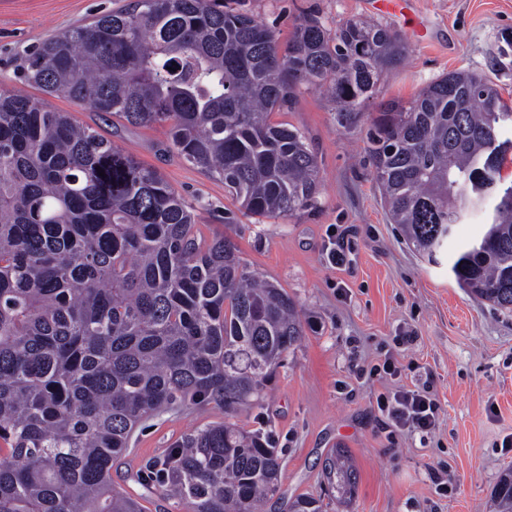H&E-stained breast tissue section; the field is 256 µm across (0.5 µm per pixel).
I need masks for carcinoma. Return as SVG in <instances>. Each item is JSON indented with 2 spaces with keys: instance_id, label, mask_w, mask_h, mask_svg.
Instances as JSON below:
<instances>
[{
  "instance_id": "carcinoma-1",
  "label": "carcinoma",
  "mask_w": 512,
  "mask_h": 512,
  "mask_svg": "<svg viewBox=\"0 0 512 512\" xmlns=\"http://www.w3.org/2000/svg\"><path fill=\"white\" fill-rule=\"evenodd\" d=\"M404 54L397 34L358 18L331 34L307 16L282 48L224 0H130L44 40L24 71L92 112L167 125L157 150L224 182L239 212L290 217L316 204L319 166L305 133L271 116L311 86L346 127ZM509 125L494 84L454 71L382 103L366 150L390 223L430 262L492 206L451 272L511 313ZM301 336L288 292L249 271L226 237L202 238L159 172L45 100L0 88V512H141L112 483L136 428L188 404L259 399ZM279 468L269 435L224 421L176 444L161 479L191 512H261ZM325 471L350 503L345 450ZM282 509L325 512L313 495ZM489 512H512V467Z\"/></svg>"
}]
</instances>
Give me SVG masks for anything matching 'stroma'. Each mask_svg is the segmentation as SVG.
Masks as SVG:
<instances>
[{
  "label": "stroma",
  "instance_id": "stroma-1",
  "mask_svg": "<svg viewBox=\"0 0 512 512\" xmlns=\"http://www.w3.org/2000/svg\"><path fill=\"white\" fill-rule=\"evenodd\" d=\"M127 0H0V86L26 89L22 56L50 36L90 22ZM372 0H229L287 42L305 16L328 31L350 17L397 33L402 63L385 75L374 100L352 125L336 124V104L304 88L285 121L305 132L318 158L320 192L314 208L285 218L238 214L222 182L156 150L165 126L114 125L71 102L49 96L51 108L114 141L144 166L158 170L193 207L204 238L221 234L237 246L249 270L293 297L304 334L275 368L261 401L225 413L222 406L189 405L143 422L112 468L114 485L142 512H189L164 490L153 467L181 437L224 420L271 433L281 466L277 496L330 499L329 512H482L500 471L512 466V313L494 309L462 288L451 260L423 259L387 211L366 157V133L379 101L411 100L451 71L486 75L512 101V0H413L424 39L400 19L371 10ZM344 235L347 260L328 259L334 235ZM412 342L399 344V337ZM393 356L401 376L359 375V367ZM430 382L440 406L436 429L403 433L378 411L376 398L397 386ZM335 448L358 473L349 506L335 504L323 472ZM442 477L449 495L438 494Z\"/></svg>",
  "mask_w": 512,
  "mask_h": 512
}]
</instances>
